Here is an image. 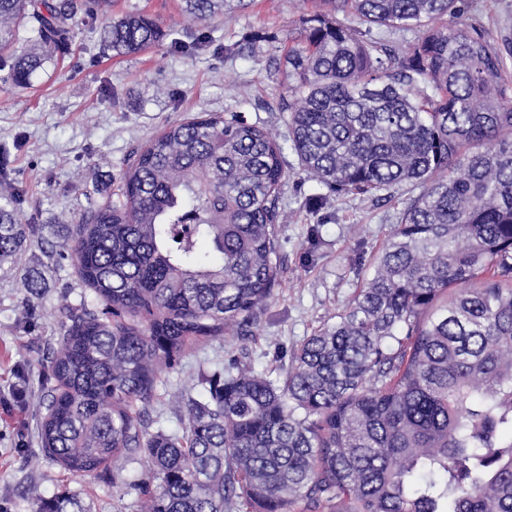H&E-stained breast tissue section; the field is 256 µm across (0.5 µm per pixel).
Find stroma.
Listing matches in <instances>:
<instances>
[{
  "mask_svg": "<svg viewBox=\"0 0 512 512\" xmlns=\"http://www.w3.org/2000/svg\"><path fill=\"white\" fill-rule=\"evenodd\" d=\"M115 15L145 14L184 37H204L202 46L173 52L162 41L131 57L104 53L98 33L74 18L72 52L28 89L0 81V145L14 184L25 189L18 219L38 233L22 265L0 267V512H31L37 498L62 490L79 494L91 512L132 506L127 485L141 473L125 466L121 484L111 473L71 477L45 457L37 442L34 400L52 385L47 358L60 339L66 313L95 307L77 281L61 244L65 224L114 197L133 152L171 123L209 112H238L286 139L278 103L284 91L272 60L304 12L301 0H255L243 10L191 22L181 0H115ZM471 16L482 20L497 43L512 45V0H472ZM265 37L253 57H233L226 46L253 34ZM288 175L282 204L292 221L280 225V284L258 330L246 339L225 337L192 354L167 377L166 400L180 396L199 369L229 362L248 349L256 368L284 373L303 340L332 321L352 299L402 209L386 201L340 198L313 202L317 183L286 152ZM34 267L46 286L29 294L22 267Z\"/></svg>",
  "mask_w": 512,
  "mask_h": 512,
  "instance_id": "1",
  "label": "stroma"
}]
</instances>
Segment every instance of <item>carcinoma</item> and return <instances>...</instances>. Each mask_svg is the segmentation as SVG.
Returning a JSON list of instances; mask_svg holds the SVG:
<instances>
[{
	"mask_svg": "<svg viewBox=\"0 0 512 512\" xmlns=\"http://www.w3.org/2000/svg\"><path fill=\"white\" fill-rule=\"evenodd\" d=\"M198 22L224 0H184ZM288 34V143L316 199L407 194L336 321L272 379L232 360L152 418L195 349L254 333L279 282L285 147L235 112L173 123L140 147L117 200L65 226L98 306L69 316L39 403L44 455L81 477L120 460L136 512H512V75L470 0H310ZM112 0H0V72L57 65L83 13L103 46L167 37ZM29 33L20 39V31ZM413 32L399 52L384 33ZM254 35L227 49L254 56ZM0 193V264L34 224ZM23 286L44 287L27 269ZM33 512H91L78 494Z\"/></svg>",
	"mask_w": 512,
	"mask_h": 512,
	"instance_id": "1",
	"label": "carcinoma"
}]
</instances>
